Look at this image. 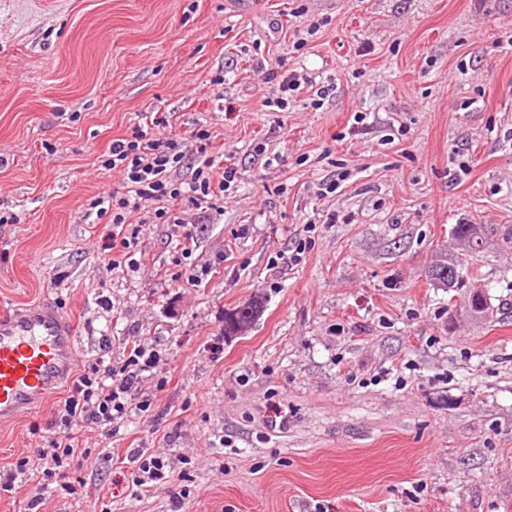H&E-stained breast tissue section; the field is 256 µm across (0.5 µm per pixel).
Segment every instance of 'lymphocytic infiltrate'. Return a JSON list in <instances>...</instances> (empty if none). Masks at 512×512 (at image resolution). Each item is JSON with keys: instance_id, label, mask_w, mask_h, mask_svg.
Wrapping results in <instances>:
<instances>
[{"instance_id": "f902f5d3", "label": "lymphocytic infiltrate", "mask_w": 512, "mask_h": 512, "mask_svg": "<svg viewBox=\"0 0 512 512\" xmlns=\"http://www.w3.org/2000/svg\"><path fill=\"white\" fill-rule=\"evenodd\" d=\"M199 142V160L192 171L188 185H181L171 177L183 152L172 139L150 137L145 129L134 127L131 135L113 140L104 161L106 167L121 170L125 176V193L104 190L90 202V213L109 218L115 232L108 243L113 254V265H139L133 247L145 224H179L174 210L187 204L197 210H209L223 199L236 180L232 168L215 174V160L207 154L211 139L209 130L194 131ZM157 351L140 342H132L121 362L106 364L95 362L85 366L72 382L66 398L58 401L56 418L64 432L63 439H50L36 448L35 455L46 478L42 492L57 487L68 493H77L81 480L71 479L69 470L74 460L89 459L88 451L79 447L78 435L82 430H101L108 436L119 433L132 410L147 411L152 398L142 396L133 400L132 391L140 381L150 377L160 362Z\"/></svg>"}]
</instances>
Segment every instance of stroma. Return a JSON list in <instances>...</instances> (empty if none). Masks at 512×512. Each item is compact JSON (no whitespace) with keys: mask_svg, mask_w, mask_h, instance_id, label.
Instances as JSON below:
<instances>
[{"mask_svg":"<svg viewBox=\"0 0 512 512\" xmlns=\"http://www.w3.org/2000/svg\"><path fill=\"white\" fill-rule=\"evenodd\" d=\"M285 70L307 82L275 112ZM149 112L175 182L200 126L237 180L178 209L190 255L143 225L133 272L86 208ZM0 212V309L61 310L82 366L161 355L150 409L82 435L79 494H37L52 408L0 427V473L30 461L0 512H512V0H0ZM458 224L494 234L433 287ZM137 450L165 488L133 495ZM460 261L448 262L437 264L432 266L431 269L427 271V279L434 286L439 288H458L461 282L460 275ZM447 268L448 272L446 276H441V272ZM449 278V279H448Z\"/></svg>","mask_w":512,"mask_h":512,"instance_id":"stroma-1","label":"stroma"}]
</instances>
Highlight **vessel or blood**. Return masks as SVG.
I'll return each mask as SVG.
<instances>
[{
	"mask_svg": "<svg viewBox=\"0 0 512 512\" xmlns=\"http://www.w3.org/2000/svg\"><path fill=\"white\" fill-rule=\"evenodd\" d=\"M77 361L66 317L39 304L0 315V426L44 408Z\"/></svg>",
	"mask_w": 512,
	"mask_h": 512,
	"instance_id": "b4317fda",
	"label": "vessel or blood"
}]
</instances>
